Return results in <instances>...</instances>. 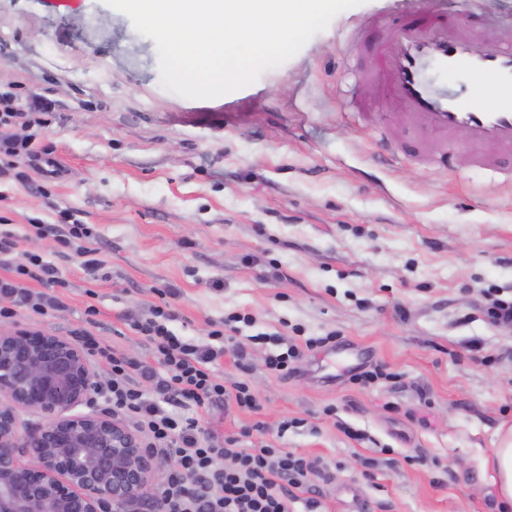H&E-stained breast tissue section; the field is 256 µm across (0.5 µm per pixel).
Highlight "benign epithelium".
I'll return each mask as SVG.
<instances>
[{
    "mask_svg": "<svg viewBox=\"0 0 512 512\" xmlns=\"http://www.w3.org/2000/svg\"><path fill=\"white\" fill-rule=\"evenodd\" d=\"M96 389L75 343L0 330V512H124L161 484L167 464L116 415L72 413Z\"/></svg>",
    "mask_w": 512,
    "mask_h": 512,
    "instance_id": "obj_1",
    "label": "benign epithelium"
}]
</instances>
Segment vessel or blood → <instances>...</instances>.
Returning a JSON list of instances; mask_svg holds the SVG:
<instances>
[{
	"label": "vessel or blood",
	"mask_w": 512,
	"mask_h": 512,
	"mask_svg": "<svg viewBox=\"0 0 512 512\" xmlns=\"http://www.w3.org/2000/svg\"><path fill=\"white\" fill-rule=\"evenodd\" d=\"M399 38L377 43L373 74L384 103L400 119L422 116L427 123V155L446 161L450 136L459 129L471 135L470 149L479 165L492 167L500 156H512V104L497 92L512 87V32L501 35L503 46L492 54L477 52L483 32L478 26L462 28L447 15L422 11L405 18ZM438 65L479 82L485 104L478 105L433 88L424 78L427 66Z\"/></svg>",
	"instance_id": "vessel-or-blood-1"
}]
</instances>
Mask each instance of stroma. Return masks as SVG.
<instances>
[{"label": "stroma", "mask_w": 512, "mask_h": 512, "mask_svg": "<svg viewBox=\"0 0 512 512\" xmlns=\"http://www.w3.org/2000/svg\"><path fill=\"white\" fill-rule=\"evenodd\" d=\"M466 25L512 28V0H438ZM418 0H364L333 18L281 66L214 99L164 89L153 39L105 0H0V92L53 103L33 126L50 157L29 181L0 178V217L79 222L96 232L107 279L88 283L53 238L39 252L69 280L67 307L11 325L71 337L85 291L91 331L145 359L124 333L155 290L172 288L171 329L200 342L232 312L255 323L217 368L245 381L261 409L216 408L218 439L267 426L281 447L321 459L323 512H499L489 461L512 425V325L482 309L512 296V161L473 167L465 134L446 170L419 152L422 123L399 121L364 76L374 45ZM329 332L366 349L387 378L354 385L342 365L306 353L288 378L253 335ZM302 419L300 427L283 421ZM364 433L357 441L346 428Z\"/></svg>", "instance_id": "35a3bbf8"}]
</instances>
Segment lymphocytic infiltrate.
<instances>
[{
  "mask_svg": "<svg viewBox=\"0 0 512 512\" xmlns=\"http://www.w3.org/2000/svg\"><path fill=\"white\" fill-rule=\"evenodd\" d=\"M49 102L35 98L17 103L9 94L0 95V176L18 171L19 160L37 161L39 154L28 130ZM52 233L61 248L71 250L84 272L99 279L106 261L92 230L72 223L55 227L40 224L37 235ZM21 236L0 232V297L11 298L12 306L0 308V321L24 308L37 316L67 307L59 291L68 287L63 272L39 254L21 249ZM45 288L33 297L31 283ZM99 310L87 305L86 325L74 329L88 355L104 361L110 369L103 396L115 414L129 417L146 445L169 463L168 478L157 499L158 512H292L303 502L307 512H318L321 502L315 480L322 475L319 459L289 452L265 438L266 426L256 422L243 429L253 438L249 448H227L214 436L204 435L201 423L218 406L255 412L259 401L243 381L225 382L214 366L223 358L219 342L227 334L240 333L252 323L246 314L232 313L212 323L209 344L202 345L177 336L170 327L175 319L167 300L149 304L144 312L126 315L133 335L149 347V361H136L111 353L89 331ZM150 389H142L141 381Z\"/></svg>",
  "mask_w": 512,
  "mask_h": 512,
  "instance_id": "1",
  "label": "lymphocytic infiltrate"
}]
</instances>
